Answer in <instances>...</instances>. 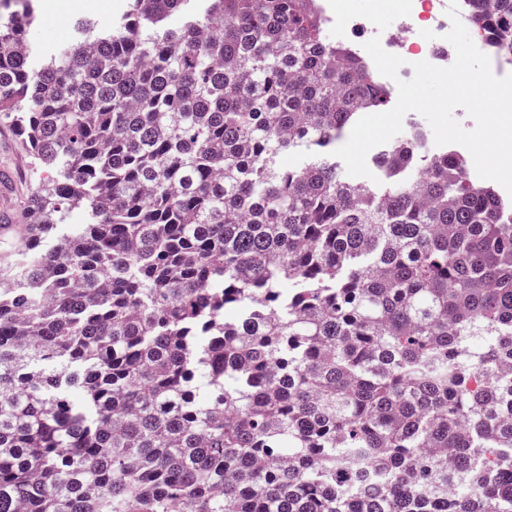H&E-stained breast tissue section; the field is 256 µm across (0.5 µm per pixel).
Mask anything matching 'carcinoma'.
<instances>
[{"label":"carcinoma","instance_id":"obj_1","mask_svg":"<svg viewBox=\"0 0 512 512\" xmlns=\"http://www.w3.org/2000/svg\"><path fill=\"white\" fill-rule=\"evenodd\" d=\"M23 4L0 512H512V198L418 126L346 181L389 91L313 0H131L38 70ZM470 7L511 62L512 0Z\"/></svg>","mask_w":512,"mask_h":512}]
</instances>
